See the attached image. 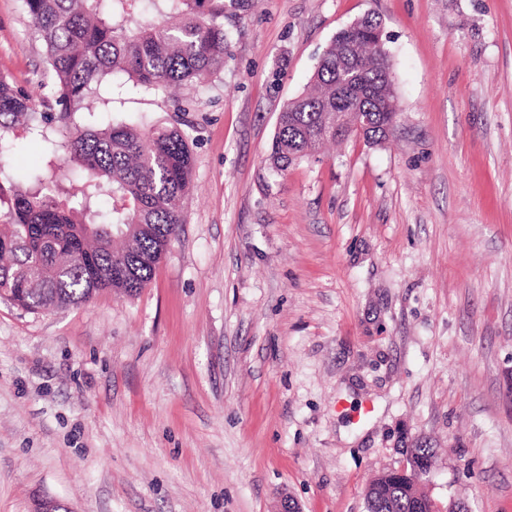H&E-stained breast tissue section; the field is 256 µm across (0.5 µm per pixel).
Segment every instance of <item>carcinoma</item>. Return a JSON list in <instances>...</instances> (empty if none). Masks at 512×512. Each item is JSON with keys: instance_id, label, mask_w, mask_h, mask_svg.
I'll return each instance as SVG.
<instances>
[{"instance_id": "1", "label": "carcinoma", "mask_w": 512, "mask_h": 512, "mask_svg": "<svg viewBox=\"0 0 512 512\" xmlns=\"http://www.w3.org/2000/svg\"><path fill=\"white\" fill-rule=\"evenodd\" d=\"M141 0H22L45 49L54 76L56 101L69 108L54 116L39 109V96L21 92L0 75V162L9 158L18 130L46 137L57 118L66 120L99 99L102 83L121 73L134 85L157 89L216 76L224 70L229 32L224 10L250 9L251 0H161L178 19L138 23ZM368 17L362 28L333 37L312 76L309 92L287 103L277 120L268 156L275 174L311 156L350 129L312 139L331 112L356 105L368 116L359 132L370 145L382 142L397 117L396 108L376 111L385 77L373 47ZM345 84L341 107L336 86ZM68 162L82 173L80 189L62 190L57 178L33 168L28 187L17 190L0 220V289L12 290L28 313L88 303L110 290L133 296L152 279L168 245L185 222L194 155L177 126L112 122L76 126L65 143ZM434 457L432 448H412L403 473L373 479L366 512H439L418 489L415 465Z\"/></svg>"}]
</instances>
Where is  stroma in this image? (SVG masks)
I'll return each instance as SVG.
<instances>
[{"label":"stroma","instance_id":"obj_1","mask_svg":"<svg viewBox=\"0 0 512 512\" xmlns=\"http://www.w3.org/2000/svg\"><path fill=\"white\" fill-rule=\"evenodd\" d=\"M383 27L397 122L281 176L284 105L326 45ZM223 72L177 90L107 78L93 118L179 124L186 220L132 297L0 300V512H365L405 449L436 451L447 512H512V0H255ZM0 74L60 108L21 0ZM21 137L0 190L65 167L68 127Z\"/></svg>","mask_w":512,"mask_h":512}]
</instances>
